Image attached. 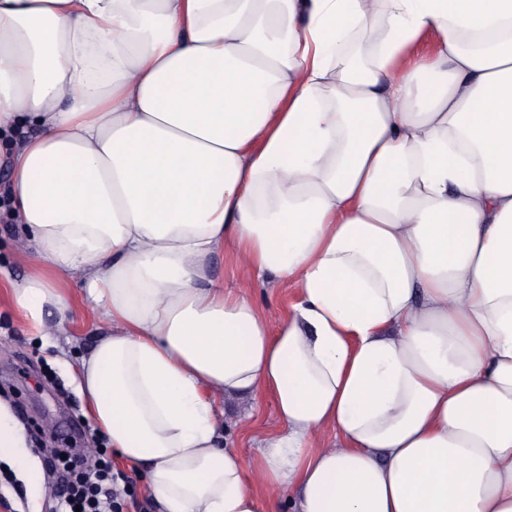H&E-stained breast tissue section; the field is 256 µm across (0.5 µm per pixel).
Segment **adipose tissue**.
<instances>
[{"label": "adipose tissue", "mask_w": 512, "mask_h": 512, "mask_svg": "<svg viewBox=\"0 0 512 512\" xmlns=\"http://www.w3.org/2000/svg\"><path fill=\"white\" fill-rule=\"evenodd\" d=\"M0 149L14 305L83 271L78 388L162 512H512V0H0ZM261 394L247 461L216 398ZM3 208L0 210V267L10 271L13 277L24 276L29 269V265L20 257L22 253H29L26 246L21 247L18 241V228L15 220L9 216L6 222L4 219ZM27 250V251H26ZM26 251V252H21ZM211 278L224 281V288L248 292L274 325L295 300V287L279 284L273 275L243 281L239 278L234 264L223 254L215 255L208 264Z\"/></svg>", "instance_id": "adipose-tissue-1"}]
</instances>
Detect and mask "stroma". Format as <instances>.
<instances>
[{
  "label": "stroma",
  "mask_w": 512,
  "mask_h": 512,
  "mask_svg": "<svg viewBox=\"0 0 512 512\" xmlns=\"http://www.w3.org/2000/svg\"><path fill=\"white\" fill-rule=\"evenodd\" d=\"M208 267L211 278L223 281L225 288L248 292L270 323H277L295 299V288L279 284L273 275L241 280L223 255L211 258ZM96 326L95 313L79 305L64 327L48 325L43 338L30 335L0 282V396L12 402L34 440L28 455L0 460V512H54V477L44 465L45 457L75 443L93 447L92 422L75 376ZM219 408L228 447L246 458L257 453L266 432L280 425L268 396L258 397L250 411L226 402Z\"/></svg>",
  "instance_id": "1"
}]
</instances>
